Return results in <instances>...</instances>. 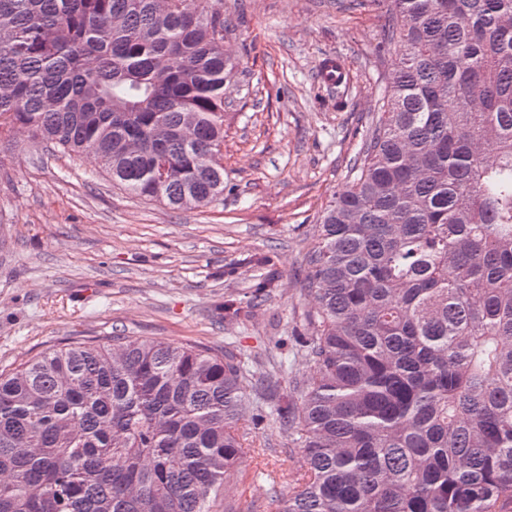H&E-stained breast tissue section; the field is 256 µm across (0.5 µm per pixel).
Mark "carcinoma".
I'll return each mask as SVG.
<instances>
[{"label":"carcinoma","mask_w":512,"mask_h":512,"mask_svg":"<svg viewBox=\"0 0 512 512\" xmlns=\"http://www.w3.org/2000/svg\"><path fill=\"white\" fill-rule=\"evenodd\" d=\"M389 2L381 111L305 257L316 377L134 336L1 370L0 512H212L249 411L302 452L280 512H512V0ZM224 31L208 0H0V141L22 124L136 196L206 205Z\"/></svg>","instance_id":"1"}]
</instances>
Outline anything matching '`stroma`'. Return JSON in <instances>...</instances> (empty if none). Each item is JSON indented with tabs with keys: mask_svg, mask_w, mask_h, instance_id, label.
Instances as JSON below:
<instances>
[{
	"mask_svg": "<svg viewBox=\"0 0 512 512\" xmlns=\"http://www.w3.org/2000/svg\"><path fill=\"white\" fill-rule=\"evenodd\" d=\"M240 62L227 92L224 193L172 210L113 184L94 155L70 156L18 133L0 143V370L75 339L149 336L279 356L311 307L305 255L316 219L350 180L396 45H383L384 0H214ZM342 60L346 90L322 85ZM266 257L278 290L233 321L217 309L244 294ZM268 426L224 479L227 512H253L276 485L296 491L300 453ZM272 447L268 457L259 448Z\"/></svg>",
	"mask_w": 512,
	"mask_h": 512,
	"instance_id": "35a3bbf8",
	"label": "stroma"
}]
</instances>
